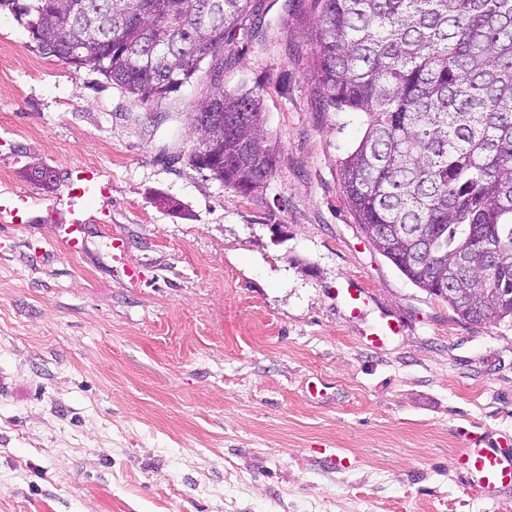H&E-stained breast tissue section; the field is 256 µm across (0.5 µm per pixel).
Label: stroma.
<instances>
[{"label": "stroma", "instance_id": "obj_1", "mask_svg": "<svg viewBox=\"0 0 512 512\" xmlns=\"http://www.w3.org/2000/svg\"><path fill=\"white\" fill-rule=\"evenodd\" d=\"M254 4L222 83L284 157L258 202L189 161L205 75L139 105L0 8V200L27 198L0 224V512H512L452 466L512 445V322L459 320L372 246L339 172L362 119L322 111L287 0Z\"/></svg>", "mask_w": 512, "mask_h": 512}]
</instances>
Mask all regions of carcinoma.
Listing matches in <instances>:
<instances>
[{"label": "carcinoma", "mask_w": 512, "mask_h": 512, "mask_svg": "<svg viewBox=\"0 0 512 512\" xmlns=\"http://www.w3.org/2000/svg\"><path fill=\"white\" fill-rule=\"evenodd\" d=\"M39 49L65 63L87 28V65L140 104L158 103L224 44L252 0H21ZM310 46L325 112L358 113L363 136L339 162L359 228L408 280L467 323L512 320V0H310L286 21ZM161 64L148 65L156 48ZM216 159L201 165L246 200L262 198L281 152L252 90L216 88Z\"/></svg>", "instance_id": "1"}]
</instances>
